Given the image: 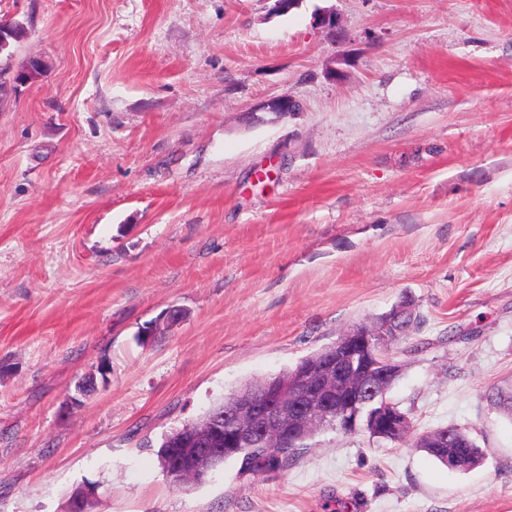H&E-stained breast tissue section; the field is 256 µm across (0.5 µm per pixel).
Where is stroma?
I'll list each match as a JSON object with an SVG mask.
<instances>
[{"mask_svg": "<svg viewBox=\"0 0 512 512\" xmlns=\"http://www.w3.org/2000/svg\"><path fill=\"white\" fill-rule=\"evenodd\" d=\"M269 8L0 0V67L45 63L0 90V512H512V0ZM403 300L389 395L483 464L326 428L284 471L162 473L165 434ZM444 432H449L450 438L447 441L438 440ZM428 433L430 434L418 438L419 440L415 442V448L426 452L451 469L467 471L482 464L486 459V449L481 448L461 428L445 427ZM448 463L453 466H449Z\"/></svg>", "mask_w": 512, "mask_h": 512, "instance_id": "1", "label": "stroma"}]
</instances>
